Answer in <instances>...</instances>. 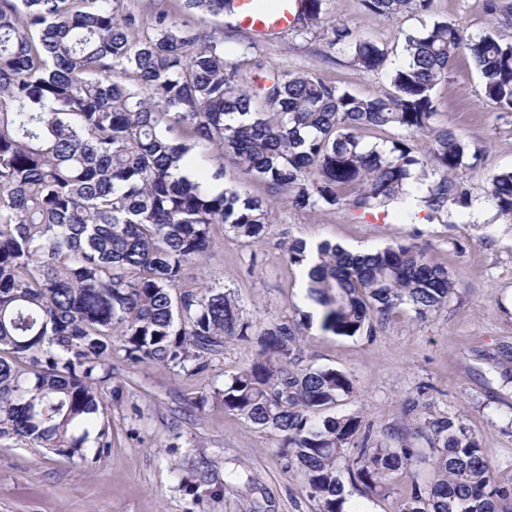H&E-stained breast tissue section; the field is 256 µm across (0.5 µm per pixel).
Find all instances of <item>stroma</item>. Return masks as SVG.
Returning a JSON list of instances; mask_svg holds the SVG:
<instances>
[{"label": "stroma", "instance_id": "1", "mask_svg": "<svg viewBox=\"0 0 512 512\" xmlns=\"http://www.w3.org/2000/svg\"><path fill=\"white\" fill-rule=\"evenodd\" d=\"M435 17L471 34L489 30L512 43V24L494 19L485 0H434ZM369 37L402 59L406 32L419 28L409 15L378 21L361 0H328L313 35L291 31L260 43L258 81L266 70H317L328 80L363 96L389 93L382 73L354 66L330 49L332 26ZM442 121L479 158L459 178L467 207L449 203L441 221L400 224L398 203L387 206L385 222L358 219L338 206L316 212L277 206L275 222L255 248L216 230L215 254L186 266L182 285L208 281L233 289L253 321L316 315L301 272L286 262L295 239L327 240L365 252L392 240L426 247L455 283L448 304L426 319L399 312L375 321L372 335L336 336L312 324L302 337V366L348 373L354 394L341 410L360 416L374 438L402 420V402L416 397L426 415L455 417L486 448L493 484H512V217L488 199L490 178L512 168V112L487 102L482 77L470 59H458L433 90ZM254 356L251 346L230 340L204 374L187 377L163 365L132 362L122 349L112 353L109 447L86 458H67L0 439V512H314L315 503L297 467H286L273 432L256 429L226 413L211 399L225 375ZM430 463L414 477H398L388 498L347 487L349 512H400L412 485L428 487Z\"/></svg>", "mask_w": 512, "mask_h": 512}]
</instances>
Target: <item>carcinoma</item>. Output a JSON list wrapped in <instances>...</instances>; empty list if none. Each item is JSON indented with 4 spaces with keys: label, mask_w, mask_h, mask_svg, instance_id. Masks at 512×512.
<instances>
[{
    "label": "carcinoma",
    "mask_w": 512,
    "mask_h": 512,
    "mask_svg": "<svg viewBox=\"0 0 512 512\" xmlns=\"http://www.w3.org/2000/svg\"><path fill=\"white\" fill-rule=\"evenodd\" d=\"M153 21L124 0H0V438L68 458L105 447L102 386L112 341L136 363L188 377L206 372L226 340L251 345V363L213 390L224 411L279 438L302 467L316 512H348L340 471L382 495L420 450L372 438L353 414H327L354 392L349 374L294 369L306 320L256 323L230 289L181 286L183 267L211 257L212 232L262 242L275 205L345 206L362 215L396 201L411 223L442 221L448 200L468 205L451 178L466 144L438 120L432 90L461 56L483 96L512 112V44L433 19L405 35L403 59L333 27L328 45L367 72L386 71L393 92L362 96L315 71L271 73L252 84L224 55V29L172 20L177 10L222 16L235 0H155ZM327 0H296L292 31L311 33ZM433 0H362L387 20L430 16ZM397 128L388 147L362 144L366 129ZM425 136L423 148L412 143ZM204 148L209 174H183ZM226 180L216 194L208 179ZM261 185L263 195L243 184ZM490 201L512 216V170L492 175ZM307 270L306 295L321 330L354 337L375 318L407 309L419 319L447 305L454 282L426 251L394 241L364 256L322 242L286 250ZM410 435L434 462L427 495L402 512H499L512 487H491L487 451L464 425L425 417L408 397Z\"/></svg>",
    "instance_id": "carcinoma-1"
}]
</instances>
